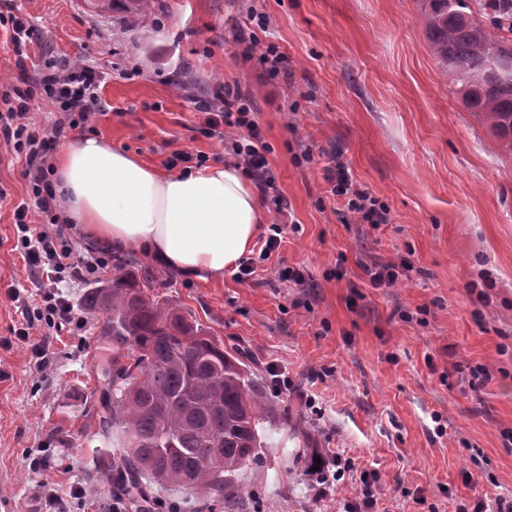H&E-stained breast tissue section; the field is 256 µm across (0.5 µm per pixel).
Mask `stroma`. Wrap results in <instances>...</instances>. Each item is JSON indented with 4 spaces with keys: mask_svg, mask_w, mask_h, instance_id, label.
I'll list each match as a JSON object with an SVG mask.
<instances>
[{
    "mask_svg": "<svg viewBox=\"0 0 512 512\" xmlns=\"http://www.w3.org/2000/svg\"><path fill=\"white\" fill-rule=\"evenodd\" d=\"M422 0H0V15L32 25L23 53L0 29V98L27 74L32 117L61 114L45 100V64L83 62L103 72L105 105L68 141L105 140L146 163L176 152L229 160L204 132L201 105L216 88L247 100L291 218L271 199L250 252L249 279H189L137 249L112 252L148 270L143 293L176 306L225 350H247L273 403L276 428L241 471L232 507L173 485H151L155 512H345L374 473V512H496L512 499V151L463 107L427 40ZM266 19V30L248 23ZM254 34L285 57L279 75L244 57ZM390 211L362 224L329 192L326 167ZM21 160L0 142V512H111L124 494L103 484L96 460L112 452L99 422L112 404V341L88 289L74 285L75 321L62 332L27 325L41 304L36 272L17 248L15 207L28 199ZM281 243L258 256L273 227ZM408 260L390 288L366 266ZM303 272L304 285L282 279ZM29 327V337L18 330ZM43 342L46 368L31 346ZM489 379L472 388L470 370ZM342 477L329 487L319 470ZM84 489L74 497L73 489Z\"/></svg>",
    "mask_w": 512,
    "mask_h": 512,
    "instance_id": "stroma-1",
    "label": "stroma"
}]
</instances>
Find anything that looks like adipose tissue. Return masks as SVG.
I'll use <instances>...</instances> for the list:
<instances>
[{"label":"adipose tissue","mask_w":512,"mask_h":512,"mask_svg":"<svg viewBox=\"0 0 512 512\" xmlns=\"http://www.w3.org/2000/svg\"><path fill=\"white\" fill-rule=\"evenodd\" d=\"M53 167L67 217L87 240L135 247L204 282L223 280L266 221L252 184L230 162L163 174L85 137L65 145Z\"/></svg>","instance_id":"obj_1"}]
</instances>
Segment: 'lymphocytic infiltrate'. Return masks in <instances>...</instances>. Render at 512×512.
<instances>
[{
    "label": "lymphocytic infiltrate",
    "instance_id": "f902f5d3",
    "mask_svg": "<svg viewBox=\"0 0 512 512\" xmlns=\"http://www.w3.org/2000/svg\"><path fill=\"white\" fill-rule=\"evenodd\" d=\"M101 82V74L76 62L44 72L40 84L46 97L63 113L62 120L48 128L37 127L33 122L31 94L27 90L15 89L13 99L0 109V141L24 157L23 176L31 196L30 201L19 203L13 212L17 244L27 264L38 273L45 317L54 327L75 318L68 286L109 267L106 258L78 252L63 233H49L39 228L34 219L39 213L50 223L62 221V203L48 159L61 138L87 125L102 111ZM204 112L207 135L220 137L225 129H236L231 150L241 168L262 197L272 198L277 211L286 210V202L277 194L276 179L267 159L268 147L252 115L251 105L219 90ZM325 180L331 194L344 198L348 211L357 214L360 223H386V207L357 186L344 163H337L335 170L326 173Z\"/></svg>",
    "mask_w": 512,
    "mask_h": 512
}]
</instances>
